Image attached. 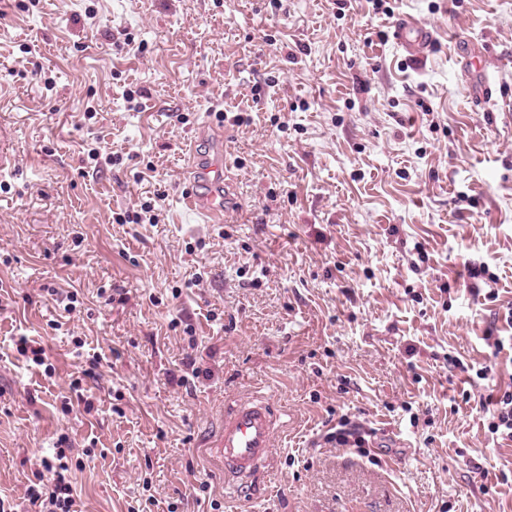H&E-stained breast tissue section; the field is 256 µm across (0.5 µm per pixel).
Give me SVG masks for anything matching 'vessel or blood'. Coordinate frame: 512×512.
Returning <instances> with one entry per match:
<instances>
[{
    "instance_id": "vessel-or-blood-1",
    "label": "vessel or blood",
    "mask_w": 512,
    "mask_h": 512,
    "mask_svg": "<svg viewBox=\"0 0 512 512\" xmlns=\"http://www.w3.org/2000/svg\"><path fill=\"white\" fill-rule=\"evenodd\" d=\"M394 43L407 58L417 59L434 44V33L412 17L397 19L391 26ZM191 187L184 195L186 207L209 223L224 221L228 195L224 190V161L216 157L193 160ZM284 414L262 394L235 401L224 410V426L214 446L224 462V486L232 496L253 495L261 475L272 463Z\"/></svg>"
}]
</instances>
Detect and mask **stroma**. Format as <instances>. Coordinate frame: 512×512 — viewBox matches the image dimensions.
<instances>
[{
    "instance_id": "35a3bbf8",
    "label": "stroma",
    "mask_w": 512,
    "mask_h": 512,
    "mask_svg": "<svg viewBox=\"0 0 512 512\" xmlns=\"http://www.w3.org/2000/svg\"><path fill=\"white\" fill-rule=\"evenodd\" d=\"M27 2L0 0V501L64 444L82 512H512L485 413L512 391V0H389L436 32L416 61L370 0ZM215 138L208 224L182 197ZM256 391L288 427L237 501L210 444ZM340 428L336 429V433L331 436L336 441V447H354L358 448L360 453H367L365 449V434L356 426L347 428L349 425L346 421H339Z\"/></svg>"
}]
</instances>
